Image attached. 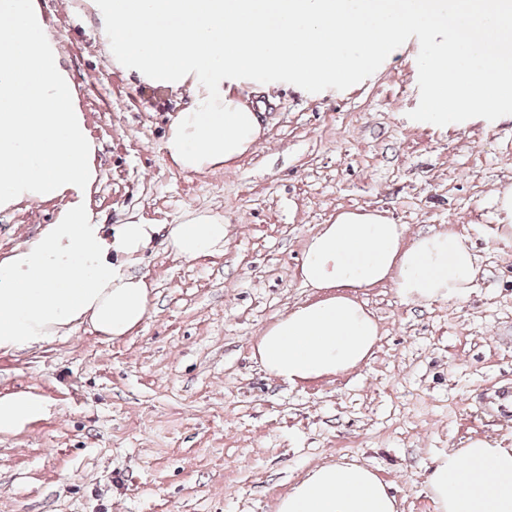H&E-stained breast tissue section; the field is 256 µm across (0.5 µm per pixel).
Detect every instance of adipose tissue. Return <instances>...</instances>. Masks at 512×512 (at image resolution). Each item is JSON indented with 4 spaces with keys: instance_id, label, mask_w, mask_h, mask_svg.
Returning <instances> with one entry per match:
<instances>
[{
    "instance_id": "ef3b65f1",
    "label": "adipose tissue",
    "mask_w": 512,
    "mask_h": 512,
    "mask_svg": "<svg viewBox=\"0 0 512 512\" xmlns=\"http://www.w3.org/2000/svg\"><path fill=\"white\" fill-rule=\"evenodd\" d=\"M69 7L92 15L114 66L152 88L188 90L190 102L164 140L184 173L231 166L257 146L260 119L234 87L346 84L411 29L434 46L422 121L448 127L472 103L512 102V0H69ZM97 150L37 0H0V211L67 201L55 223L0 259V350L30 348L85 323L113 339L147 316L149 285L130 268L159 227L95 220L87 197ZM226 237L222 216L198 215L169 225L167 244L195 260L222 252ZM475 272L476 257L456 233L411 240L406 225L381 213L340 212L310 238L300 266L303 283L328 297L280 316L256 352L271 376L291 384L350 371L379 336L361 289L390 282L411 303L462 300ZM49 411L38 394L1 395L0 434H20ZM426 486L438 512H512V448L472 441L440 459ZM277 512H397V498L366 466L325 463Z\"/></svg>"
}]
</instances>
